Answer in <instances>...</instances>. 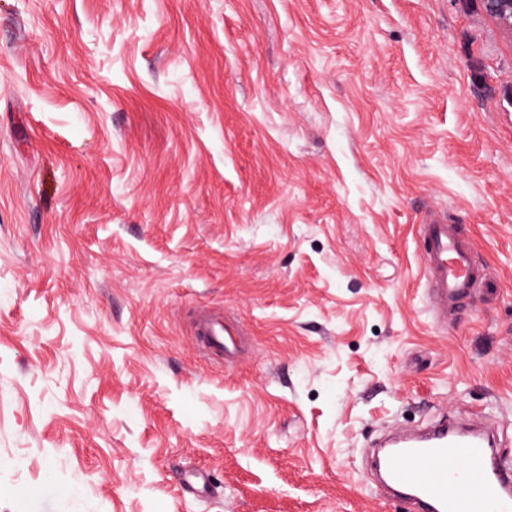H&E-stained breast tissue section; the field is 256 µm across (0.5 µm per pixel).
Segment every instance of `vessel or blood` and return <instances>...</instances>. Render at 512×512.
<instances>
[{
  "label": "vessel or blood",
  "mask_w": 512,
  "mask_h": 512,
  "mask_svg": "<svg viewBox=\"0 0 512 512\" xmlns=\"http://www.w3.org/2000/svg\"><path fill=\"white\" fill-rule=\"evenodd\" d=\"M428 297L440 320L492 282L466 244L459 225L424 217L416 227ZM194 335L209 355L233 356L235 344L221 317L198 311ZM377 465L384 485L414 512H512V462L495 452L491 427L461 428L440 420L421 432H400L383 442Z\"/></svg>",
  "instance_id": "obj_1"
}]
</instances>
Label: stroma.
I'll list each match as a JSON object with an SVG mask.
<instances>
[{
	"mask_svg": "<svg viewBox=\"0 0 512 512\" xmlns=\"http://www.w3.org/2000/svg\"><path fill=\"white\" fill-rule=\"evenodd\" d=\"M433 210L493 281L444 324ZM476 409L512 459V36L480 0H0V512H411L368 444ZM193 327L196 340L207 355L224 354L228 359L232 358L235 344L225 337L231 335L223 318L200 310L194 317Z\"/></svg>",
	"mask_w": 512,
	"mask_h": 512,
	"instance_id": "1",
	"label": "stroma"
}]
</instances>
